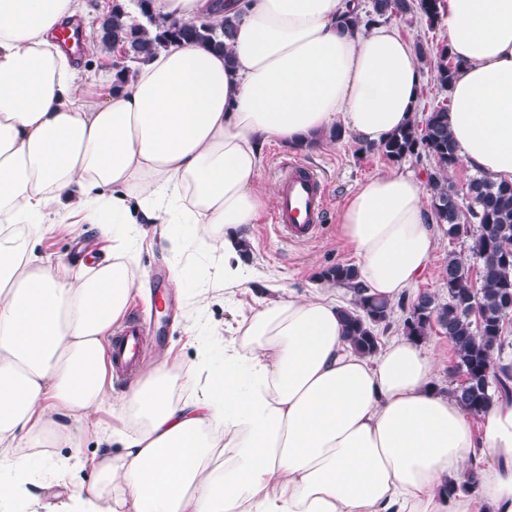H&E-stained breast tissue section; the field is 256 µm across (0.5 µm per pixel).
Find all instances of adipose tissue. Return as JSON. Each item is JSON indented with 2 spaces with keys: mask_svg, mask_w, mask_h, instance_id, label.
I'll return each instance as SVG.
<instances>
[{
  "mask_svg": "<svg viewBox=\"0 0 512 512\" xmlns=\"http://www.w3.org/2000/svg\"><path fill=\"white\" fill-rule=\"evenodd\" d=\"M158 19H237L230 54L175 43L120 90L82 78L53 37L81 0H0V512H33L38 489L72 483L70 421L109 411L96 483L54 512H512V398L483 413L488 462L448 496L473 456L468 413L423 343L358 353L332 290L286 292L245 252L275 192L266 145L325 142L335 127L377 145L413 119L422 72L392 23L344 28L347 0H152ZM460 69L448 89L459 162L512 181V0H447ZM100 94L88 96V83ZM425 185L389 169L346 200L340 233L368 295L396 301L435 250ZM81 215L113 243L83 274L39 253L43 225ZM161 225L169 283L188 313L251 302L231 337L204 325L184 374L158 364L114 391L102 338L119 326L138 242Z\"/></svg>",
  "mask_w": 512,
  "mask_h": 512,
  "instance_id": "ef3b65f1",
  "label": "adipose tissue"
}]
</instances>
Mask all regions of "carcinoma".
I'll list each match as a JSON object with an SVG mask.
<instances>
[{
    "label": "carcinoma",
    "mask_w": 512,
    "mask_h": 512,
    "mask_svg": "<svg viewBox=\"0 0 512 512\" xmlns=\"http://www.w3.org/2000/svg\"><path fill=\"white\" fill-rule=\"evenodd\" d=\"M152 0H135L145 21L129 24L124 0H112V9L99 26L100 42L107 48H126L137 62L162 47L176 42L196 43L214 51L229 53L236 18L226 16L215 25L197 27L178 22H159L151 13ZM445 0H370L364 13L349 12L344 22L355 28L368 21H388L420 16L435 28ZM460 63L446 50L433 58L434 77L448 87ZM375 149L387 160L398 163L425 153L435 162L427 174L426 192L431 215L450 239L471 235L470 250L479 260L477 278L456 256H448L442 268V286L448 300L431 292H420L411 301L403 322L405 335L418 342L439 332L448 337L455 362L453 371L463 377L449 394L476 417L498 396H512V363L502 359L505 350L504 323L512 315V181H494L480 174L459 193L448 173L458 164L455 142L448 129V108L429 114L424 125L414 123L391 135ZM476 231H471V225ZM317 277L347 287L353 293L352 307L344 310L345 333L353 347L365 354L376 353L380 345L377 328L390 322L393 303L373 298L357 281V269L348 263L322 268Z\"/></svg>",
    "instance_id": "obj_1"
}]
</instances>
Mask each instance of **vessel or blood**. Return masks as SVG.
I'll return each instance as SVG.
<instances>
[{
    "instance_id": "b4317fda",
    "label": "vessel or blood",
    "mask_w": 512,
    "mask_h": 512,
    "mask_svg": "<svg viewBox=\"0 0 512 512\" xmlns=\"http://www.w3.org/2000/svg\"><path fill=\"white\" fill-rule=\"evenodd\" d=\"M328 211V193L322 178L295 161L283 163L277 179V202L272 223L292 242H304L321 229ZM144 339L138 321H130L112 338V369L125 376L135 371Z\"/></svg>"
}]
</instances>
